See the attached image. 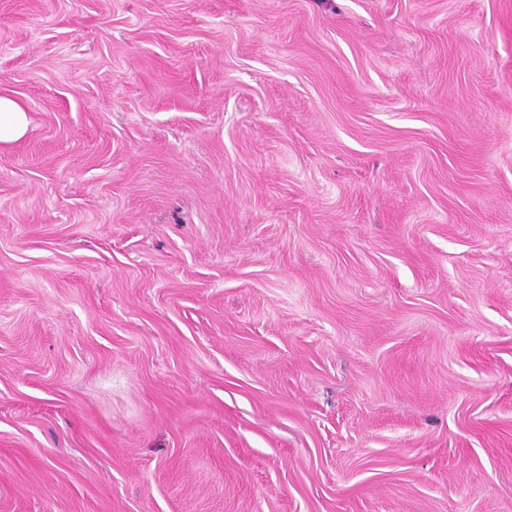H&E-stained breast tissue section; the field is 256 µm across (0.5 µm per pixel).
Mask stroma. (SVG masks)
Wrapping results in <instances>:
<instances>
[{"label": "stroma", "instance_id": "obj_1", "mask_svg": "<svg viewBox=\"0 0 512 512\" xmlns=\"http://www.w3.org/2000/svg\"><path fill=\"white\" fill-rule=\"evenodd\" d=\"M0 512H512V0H0ZM30 120L20 101L0 94V147L23 139L29 131Z\"/></svg>", "mask_w": 512, "mask_h": 512}]
</instances>
